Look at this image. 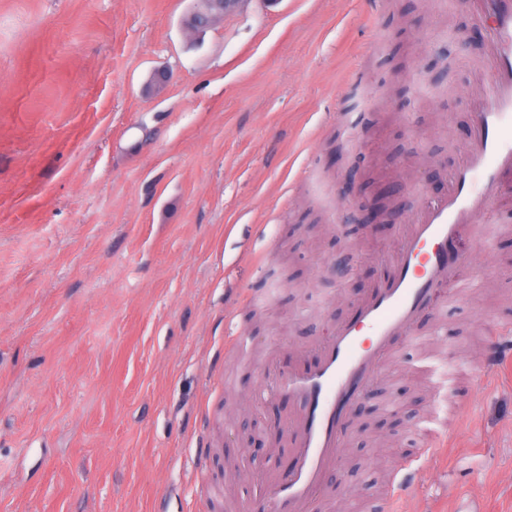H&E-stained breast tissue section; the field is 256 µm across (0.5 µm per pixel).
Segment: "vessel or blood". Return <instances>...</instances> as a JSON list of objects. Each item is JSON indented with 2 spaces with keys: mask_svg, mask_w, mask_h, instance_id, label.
Listing matches in <instances>:
<instances>
[{
  "mask_svg": "<svg viewBox=\"0 0 512 512\" xmlns=\"http://www.w3.org/2000/svg\"><path fill=\"white\" fill-rule=\"evenodd\" d=\"M468 9L491 29L489 86L471 106L473 118L461 162L445 194L429 199L398 249L386 260L381 283L357 306L351 318L336 322L310 362L282 366L271 362V392L294 407L287 432L293 464L287 475L270 476L259 501L267 512H311L329 497L331 476L352 432L350 418L383 367L397 359L401 345L446 330L438 316L449 299L461 295L472 262L458 246L470 227L480 247L494 241L482 222L512 190V0H465ZM512 333L494 325L481 344L480 361L449 359V367L484 381L506 352ZM462 405L452 397L436 408L418 433L425 452L441 447L440 432L454 425Z\"/></svg>",
  "mask_w": 512,
  "mask_h": 512,
  "instance_id": "vessel-or-blood-1",
  "label": "vessel or blood"
}]
</instances>
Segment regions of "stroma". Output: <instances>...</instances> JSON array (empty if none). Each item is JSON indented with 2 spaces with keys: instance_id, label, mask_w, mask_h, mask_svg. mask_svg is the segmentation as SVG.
<instances>
[{
  "instance_id": "1",
  "label": "stroma",
  "mask_w": 512,
  "mask_h": 512,
  "mask_svg": "<svg viewBox=\"0 0 512 512\" xmlns=\"http://www.w3.org/2000/svg\"><path fill=\"white\" fill-rule=\"evenodd\" d=\"M415 3L238 0L192 31L200 0H0V512H209L211 483L234 512L287 472L264 430L291 409L263 361L311 356L375 287L488 88L489 33L458 0ZM358 138L352 203L323 172ZM306 196L331 226L314 248ZM364 208L378 225L343 234ZM492 231L487 255L459 239L474 286L449 343L387 363L359 411L333 475L357 495L312 512H371L436 408L434 357L512 326V192ZM455 387L466 404L405 512H512V370Z\"/></svg>"
}]
</instances>
